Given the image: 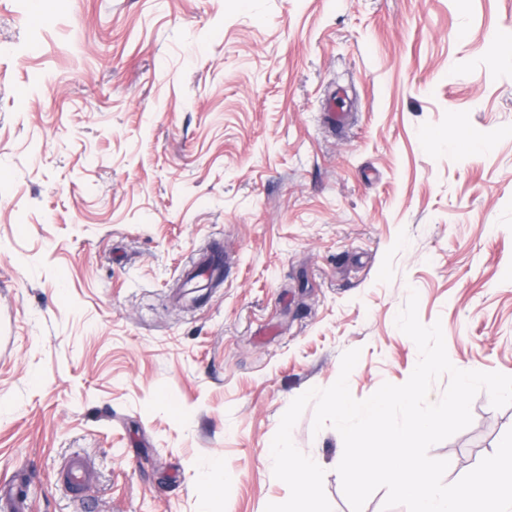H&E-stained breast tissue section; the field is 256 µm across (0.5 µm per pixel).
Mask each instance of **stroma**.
<instances>
[{
    "label": "stroma",
    "mask_w": 512,
    "mask_h": 512,
    "mask_svg": "<svg viewBox=\"0 0 512 512\" xmlns=\"http://www.w3.org/2000/svg\"><path fill=\"white\" fill-rule=\"evenodd\" d=\"M493 34L512 0H0V481L24 473L31 512H265L280 420L345 351L355 399L411 375L412 290L455 367L512 375ZM215 247L223 283L184 294ZM471 412L429 450L445 483L512 429L487 393ZM313 419L292 441L351 512ZM62 479L71 489L82 491L94 483L95 475L84 461L74 458L64 471Z\"/></svg>",
    "instance_id": "35a3bbf8"
}]
</instances>
